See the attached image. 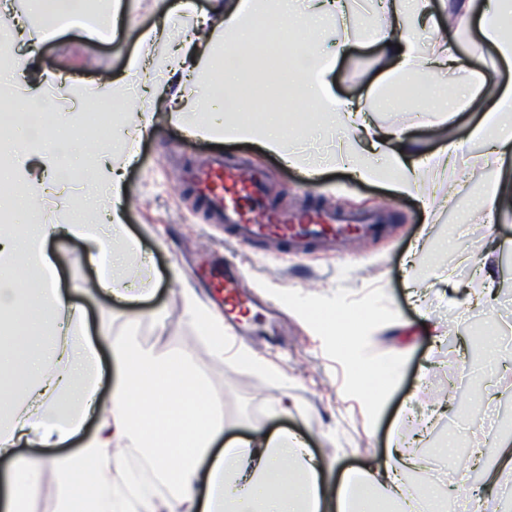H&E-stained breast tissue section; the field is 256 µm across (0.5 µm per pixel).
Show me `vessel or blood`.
<instances>
[{"label":"vessel or blood","mask_w":512,"mask_h":512,"mask_svg":"<svg viewBox=\"0 0 512 512\" xmlns=\"http://www.w3.org/2000/svg\"><path fill=\"white\" fill-rule=\"evenodd\" d=\"M189 180L214 221L239 242L274 240L298 249L314 240L350 233L352 225L369 221L365 215L328 214L318 209L301 213L276 210L268 201L267 179L262 171L245 174L220 157L195 167Z\"/></svg>","instance_id":"obj_1"}]
</instances>
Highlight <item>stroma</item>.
I'll list each match as a JSON object with an SVG mask.
<instances>
[{
	"label": "stroma",
	"mask_w": 512,
	"mask_h": 512,
	"mask_svg": "<svg viewBox=\"0 0 512 512\" xmlns=\"http://www.w3.org/2000/svg\"><path fill=\"white\" fill-rule=\"evenodd\" d=\"M164 7L163 0H135L126 27L111 42L87 40L75 28L45 43L35 61L20 57L17 73L26 79L36 68L56 71L85 87L94 86L101 74H123L131 55L162 50V43L140 41L139 34ZM451 35L470 67L485 73L486 93L512 84V65L480 44L476 28H457ZM378 53V45L359 40L342 50L331 76L336 96L357 97L375 82ZM402 99L398 111L379 110L375 117L411 126L427 150L466 137L479 119L465 111L445 123L422 124L413 93ZM136 151L124 181V223L151 257L153 294L131 306L104 294L88 297L95 268L82 241L48 240L61 287L74 304L85 306L90 327L106 325L110 337L132 336L145 347L188 348L197 371L223 402L225 439L248 437L256 427L296 432L327 467L331 483L346 470L383 459L394 440L416 460L423 478L439 484L441 497L454 498L462 479L481 507L512 512V501L499 506L484 492L482 474L470 458L475 448L492 458L497 442L512 437V293H496L488 307L477 304L483 283L471 263L486 258L499 283L512 285V217L491 227L482 222L492 169L471 172L466 187L436 212L430 238L411 266L406 256L423 213L413 198L386 186L357 181L342 170L326 172L312 186L256 145L188 138L163 120ZM218 153L238 167L263 170L270 201L282 209L310 202L327 210L369 212L383 204L389 227L361 243L345 240L334 251L315 244L299 256L272 244H237L179 181L180 169ZM454 235L459 250L439 252L441 240ZM217 262L238 267L243 292L280 310L274 316L251 308V335L221 358L191 322L186 297L191 291L203 305L222 308L224 291L206 276ZM175 268L182 274L178 283L171 280ZM157 308L164 310L163 320L150 318ZM332 308L351 316V342L307 316ZM401 322L408 323L407 334H400ZM240 348L263 358L268 374L240 362L235 356ZM384 364L391 377L379 388H367L366 372Z\"/></svg>",
	"instance_id": "35a3bbf8"
}]
</instances>
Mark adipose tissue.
I'll return each mask as SVG.
<instances>
[{
	"mask_svg": "<svg viewBox=\"0 0 512 512\" xmlns=\"http://www.w3.org/2000/svg\"><path fill=\"white\" fill-rule=\"evenodd\" d=\"M382 22L365 28L362 40L380 43V85L404 91L411 77L426 70L445 74L465 67L458 44L442 34L443 16L430 0H372ZM14 23L0 31V47L37 49L65 29L69 0H0ZM502 0H449L448 13L459 22L478 18L482 40L512 61V39L504 37ZM353 14L349 0H216L212 10L195 0H176L144 40L166 44L164 56H132L124 75L103 76L97 100L115 101L121 118L110 141L94 153L84 203L67 194L61 177L66 156L56 145L19 135L11 145L9 173L19 186L10 207L27 212L32 200L47 205L44 220L22 227L0 226V341L20 347V360L0 357V379L9 378L8 399L0 400V512H30L44 470L57 476L55 512H367L375 498L391 502L394 512H446L437 493L412 491L407 463L398 449L372 468L344 476L335 491L319 478V466L298 436L254 429L250 438L222 443L223 405L194 370L187 350L156 355L129 343L111 344V368L103 370L97 342L85 332V313L57 284L56 264L46 251L55 234L80 238L99 269L97 285L114 300L129 302L149 293V282L131 276L127 259L139 246L123 223V173L134 147L158 118L191 137L257 144L308 183H318L329 169L386 185L417 200L426 217L447 206L448 196L430 193L426 184L469 167L472 141L483 147L485 165L497 166L512 154V89L496 98L484 91V76H472L456 100L442 94L418 98L421 111L446 115L466 108L481 113L469 138H454L439 150L417 148L403 124L373 121L374 90L357 99H341L331 89L334 56L327 42L348 44ZM276 25L281 37L296 30L309 35L302 64L279 74L281 97L313 103L299 123L276 109L248 110L239 96L241 67L224 64L230 48L255 50L263 22ZM159 89L161 113L129 112L132 85ZM223 85L224 96L213 88ZM334 120L336 147L310 159L299 146L296 126H312L314 112ZM485 222L493 225L512 214V177L501 171L484 200ZM36 270L40 286L20 288L18 269ZM108 399H99L103 383ZM94 429L75 451L53 454L81 431ZM37 442L36 451L19 445ZM137 452L170 492L160 499L139 493L140 479L125 470L128 452Z\"/></svg>",
	"mask_w": 512,
	"mask_h": 512,
	"instance_id": "1",
	"label": "adipose tissue"
}]
</instances>
